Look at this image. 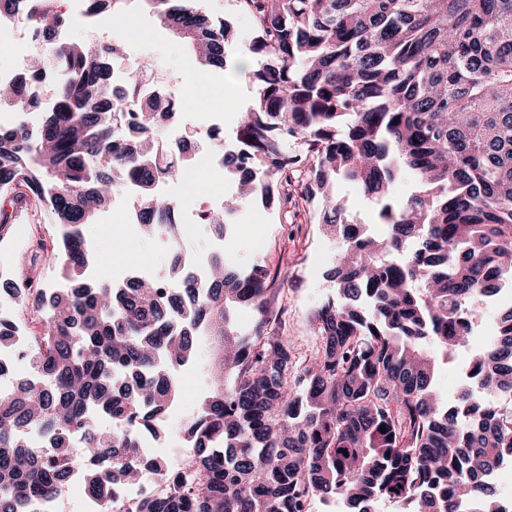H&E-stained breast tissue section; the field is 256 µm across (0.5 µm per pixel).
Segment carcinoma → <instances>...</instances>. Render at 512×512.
I'll list each match as a JSON object with an SVG mask.
<instances>
[{"mask_svg": "<svg viewBox=\"0 0 512 512\" xmlns=\"http://www.w3.org/2000/svg\"><path fill=\"white\" fill-rule=\"evenodd\" d=\"M125 2L88 0L75 15L65 0H0L63 73L38 127H0V193L24 189L60 226L67 282L0 285L45 320L20 346L34 377L0 397V512L56 495L75 469L112 507L138 479L140 437L177 399V371L196 359L199 336L234 360L216 363L184 425L182 467L150 461L158 485L125 512H311L316 499L343 512L382 501L400 512H501L489 474L512 448V413L481 407L467 383L447 408L433 379L512 278V0H237L253 25V65L239 71L255 93L232 145L209 133L215 154L253 200L318 201V223L339 240L336 295L311 314L305 355L284 336L266 270H237L222 253L208 262L221 276L183 273L171 288L86 282L85 227L118 189L135 185L145 232L181 236L156 185L192 163L158 150L156 131L181 111L176 93L147 94L139 72L116 96L110 61L124 44L61 38ZM142 2L200 70H224L230 22L199 0ZM7 87L0 108L25 111V83ZM284 137L298 153L281 150ZM402 173L419 190L397 201ZM338 179L375 201L384 234L349 221ZM236 212L203 222L222 238ZM240 306L256 312L248 334L233 323ZM468 368L487 389L512 392V306ZM100 416L115 422L112 434L98 432ZM32 433L56 448L77 435L85 455L43 459Z\"/></svg>", "mask_w": 512, "mask_h": 512, "instance_id": "obj_1", "label": "carcinoma"}]
</instances>
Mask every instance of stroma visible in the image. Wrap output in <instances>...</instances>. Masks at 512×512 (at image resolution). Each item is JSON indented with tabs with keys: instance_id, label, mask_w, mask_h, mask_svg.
Masks as SVG:
<instances>
[{
	"instance_id": "1",
	"label": "stroma",
	"mask_w": 512,
	"mask_h": 512,
	"mask_svg": "<svg viewBox=\"0 0 512 512\" xmlns=\"http://www.w3.org/2000/svg\"><path fill=\"white\" fill-rule=\"evenodd\" d=\"M202 7L213 17L229 20L237 34L229 50L231 67L223 71L200 72L192 51L162 29L152 18L134 7H125L121 16L105 15L87 25L70 28L66 39L86 45L109 40L124 41L123 54L113 58V69L128 73L139 71L144 59H151L154 83L161 90H175L183 108L174 127L163 132L162 140L170 149L188 146L198 155L207 152L208 130L199 121L201 113L210 111L211 103L224 99V136L232 138L241 112L254 94L249 80L238 75L237 62L244 60L253 36L249 17L240 12L236 0H202ZM233 179L223 186L209 185L197 192L198 210L180 215L187 229V254L208 257L218 249L217 241L199 212L217 208L222 197L236 195ZM0 207L11 215V222L0 229V278L12 275L18 262H26L44 286H55L59 279L53 244L59 227L47 212L25 199L0 195ZM133 222L131 196L127 191L114 193L110 204L92 224L87 225V240L98 255L99 271L90 272L95 283L108 282L102 269L111 264L149 270L153 279L171 276L174 251L164 237L136 234L127 237ZM230 260L242 268L265 267L279 290V301L288 308L287 336L299 349L314 343L310 313L336 293L335 282L328 270L335 264L338 242L322 231L312 209L289 207L287 214L277 208H267L260 202L243 203L232 219ZM200 355L192 365L182 370L181 396L187 401L181 412L167 410L163 414L160 435L173 451L184 446L182 429L184 416L199 406L211 384V346L208 337H200Z\"/></svg>"
}]
</instances>
